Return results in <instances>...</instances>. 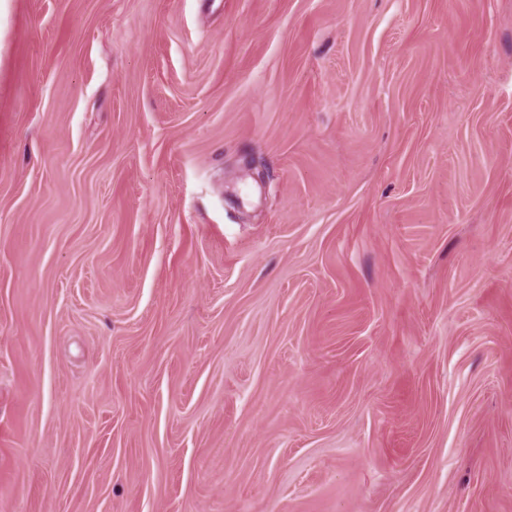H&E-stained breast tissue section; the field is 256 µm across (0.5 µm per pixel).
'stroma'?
<instances>
[{"label": "stroma", "mask_w": 512, "mask_h": 512, "mask_svg": "<svg viewBox=\"0 0 512 512\" xmlns=\"http://www.w3.org/2000/svg\"><path fill=\"white\" fill-rule=\"evenodd\" d=\"M0 512H512V0H8Z\"/></svg>", "instance_id": "obj_1"}]
</instances>
